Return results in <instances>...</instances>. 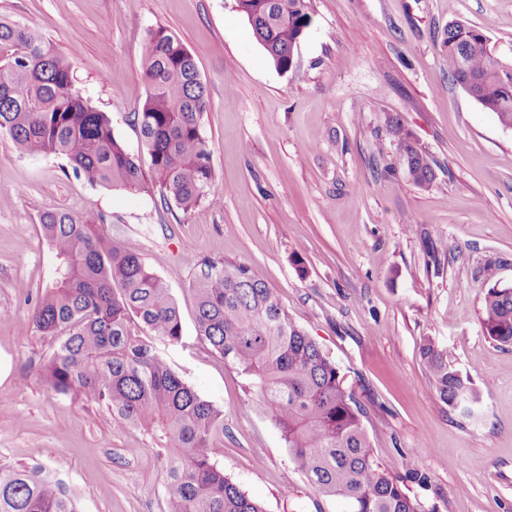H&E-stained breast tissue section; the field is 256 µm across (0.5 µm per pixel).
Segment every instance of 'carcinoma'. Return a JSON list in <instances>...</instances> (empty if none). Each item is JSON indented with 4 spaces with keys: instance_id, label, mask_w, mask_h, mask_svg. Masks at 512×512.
Masks as SVG:
<instances>
[{
    "instance_id": "1",
    "label": "carcinoma",
    "mask_w": 512,
    "mask_h": 512,
    "mask_svg": "<svg viewBox=\"0 0 512 512\" xmlns=\"http://www.w3.org/2000/svg\"><path fill=\"white\" fill-rule=\"evenodd\" d=\"M311 0H244L241 13L281 72L309 27ZM448 73L500 124L512 128V65L490 50L485 30L456 21L444 30ZM141 59L149 85L134 113L150 164L143 169L112 132L108 116L74 84L72 63L38 31L0 18V134L28 155L67 160L92 186L151 194L185 214L214 194L203 131L207 90L192 54L164 27L147 32ZM413 183H437L436 162L416 146L397 115L384 118ZM55 259L33 312L54 339L43 379L62 395L105 406L114 422L144 430L164 452L168 512H265L218 466L224 412L202 399L156 347L182 343L179 308L166 282L137 247L116 243L89 218L70 211L41 217ZM192 292L201 343L248 380L251 406L272 418L289 455L315 490L345 500L351 512H435L407 493L426 485L412 462L404 476L376 462L364 410L336 363L288 316L278 296L244 264L198 262ZM483 324L512 345V285L488 288ZM439 400L471 412L480 396L432 340L421 346ZM0 512H77L49 472L0 466Z\"/></svg>"
}]
</instances>
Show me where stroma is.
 I'll return each instance as SVG.
<instances>
[{"label": "stroma", "mask_w": 512, "mask_h": 512, "mask_svg": "<svg viewBox=\"0 0 512 512\" xmlns=\"http://www.w3.org/2000/svg\"><path fill=\"white\" fill-rule=\"evenodd\" d=\"M312 22L280 72L235 0H0L72 59L74 83L129 153L148 84L140 47L164 26L195 58L208 94L211 201L186 215L150 195L90 186L53 155L0 135V464L43 467L79 512H168L163 458L140 429L92 401L48 390L52 351L33 324L53 256L40 218L103 215L135 241L176 299L183 346L169 364L224 412L216 460L265 512H350L320 495L245 380L197 338V263L247 265L336 362L364 407L373 454L390 474L414 454L436 512H512V345L482 323L488 288L512 284V128L448 75V23L486 29L512 64V0H311ZM398 114L442 173L418 187L385 138ZM432 339L479 389L477 417L441 403L420 346Z\"/></svg>", "instance_id": "1"}]
</instances>
